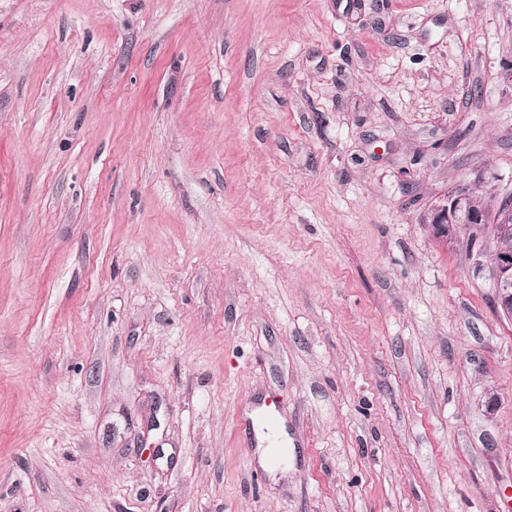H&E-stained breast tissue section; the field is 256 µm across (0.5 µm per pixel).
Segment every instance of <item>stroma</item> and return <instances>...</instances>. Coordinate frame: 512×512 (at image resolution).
Returning <instances> with one entry per match:
<instances>
[{
	"label": "stroma",
	"mask_w": 512,
	"mask_h": 512,
	"mask_svg": "<svg viewBox=\"0 0 512 512\" xmlns=\"http://www.w3.org/2000/svg\"><path fill=\"white\" fill-rule=\"evenodd\" d=\"M477 178L512 0H0V512H512ZM477 191L475 183L459 184L446 200L433 208L429 224L437 238L452 239L461 226L477 228L482 224L512 221V195L487 200ZM478 196L482 197L479 202Z\"/></svg>",
	"instance_id": "35a3bbf8"
}]
</instances>
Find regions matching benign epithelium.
I'll return each instance as SVG.
<instances>
[{
	"instance_id": "benign-epithelium-1",
	"label": "benign epithelium",
	"mask_w": 512,
	"mask_h": 512,
	"mask_svg": "<svg viewBox=\"0 0 512 512\" xmlns=\"http://www.w3.org/2000/svg\"><path fill=\"white\" fill-rule=\"evenodd\" d=\"M477 191V185L462 183L454 188L446 200L433 208L430 225L436 237L451 239L462 226L477 228L483 224L512 222V195L480 200ZM490 279L496 297V310L512 319V253H501L493 259Z\"/></svg>"
}]
</instances>
